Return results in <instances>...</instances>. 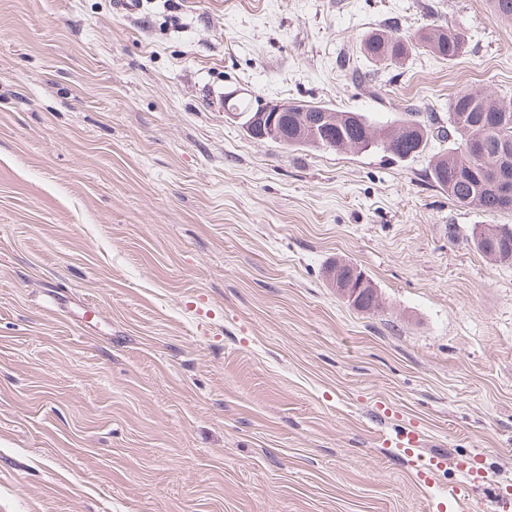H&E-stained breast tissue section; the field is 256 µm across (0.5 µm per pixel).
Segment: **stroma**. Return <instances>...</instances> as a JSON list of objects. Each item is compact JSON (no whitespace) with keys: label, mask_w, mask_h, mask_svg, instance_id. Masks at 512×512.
Here are the masks:
<instances>
[{"label":"stroma","mask_w":512,"mask_h":512,"mask_svg":"<svg viewBox=\"0 0 512 512\" xmlns=\"http://www.w3.org/2000/svg\"><path fill=\"white\" fill-rule=\"evenodd\" d=\"M452 23L395 68L371 33ZM372 74L373 95L356 84ZM512 96L488 0H0V512H431L512 493L510 224L378 152L249 138L224 98L391 122ZM364 270L381 306L331 288ZM420 434L421 481L384 447ZM467 36L452 24L435 25L413 41L392 32L371 33L362 43L363 55L376 65H397L412 48H426L435 56L452 61L466 53ZM488 224H478L474 227L476 234L483 231ZM473 241L478 250L484 255L495 254L500 262H512V227L500 228L493 226L479 234L477 240ZM344 264H346V262H343V261L336 262V271H333L332 269L329 268L330 272L327 271L326 277L328 278L329 284L331 285V287L338 289L339 290L338 293H341L343 295V297L348 298V297H350V294H352V298H351V300H352L353 297H355L356 294L358 293V289L353 293L352 288H351L352 284L351 283L349 285L346 284V280H345L346 277H344V279H342V280L337 279L338 271H339L340 267H342V265H344ZM359 289H360L359 293H362V295H364L361 299V304L357 305L356 303H353L349 300H347V302L350 305H352L354 308H357L359 310L369 311V310L376 309L375 307L374 308L372 307L373 299L370 298V295L373 296L375 293H378L376 286L374 288H359ZM389 446L415 459V462L425 473H434L443 466L444 458L438 453L425 454L421 452L422 441L413 431L396 434L389 440ZM476 464L475 459L457 464L460 478L456 485L452 487L450 495L457 503L459 510H464L463 507L470 504L472 501L470 497V487L480 476Z\"/></svg>","instance_id":"obj_1"}]
</instances>
